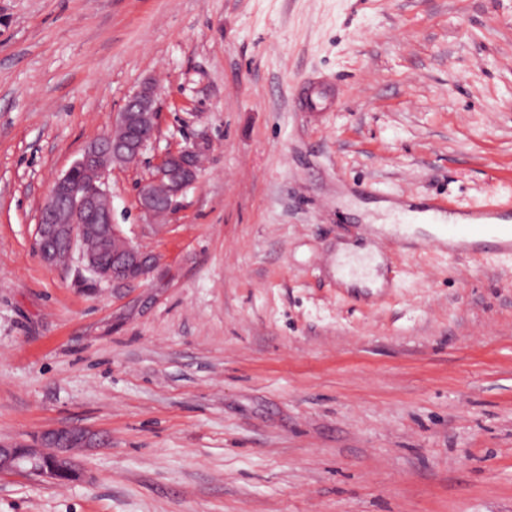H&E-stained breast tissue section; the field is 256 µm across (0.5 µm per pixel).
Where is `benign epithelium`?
I'll return each instance as SVG.
<instances>
[{
  "label": "benign epithelium",
  "mask_w": 512,
  "mask_h": 512,
  "mask_svg": "<svg viewBox=\"0 0 512 512\" xmlns=\"http://www.w3.org/2000/svg\"><path fill=\"white\" fill-rule=\"evenodd\" d=\"M158 133L157 89L141 85L113 119V130L88 144L72 167L52 185L37 224V243L42 259L61 263L54 243L64 245L66 260L78 256L90 279L114 288L139 281L153 271L157 257L130 241L112 221V169L137 158ZM203 148L197 144L168 149L137 186V203L151 218L172 210L174 200L194 185L200 174ZM99 225L101 241L112 245V261L86 247L85 229ZM97 433L80 427L43 431L34 444L0 441V474L24 473L46 483L79 478L73 459L76 448L98 445Z\"/></svg>",
  "instance_id": "benign-epithelium-1"
}]
</instances>
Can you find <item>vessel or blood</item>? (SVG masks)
Masks as SVG:
<instances>
[{
  "instance_id": "obj_1",
  "label": "vessel or blood",
  "mask_w": 512,
  "mask_h": 512,
  "mask_svg": "<svg viewBox=\"0 0 512 512\" xmlns=\"http://www.w3.org/2000/svg\"><path fill=\"white\" fill-rule=\"evenodd\" d=\"M426 209L433 220L440 222L443 237L438 245L449 254L478 256L488 250L512 253V209L506 208L505 204L488 200L471 211V221L467 224L458 223L455 210L444 208L437 202H429Z\"/></svg>"
}]
</instances>
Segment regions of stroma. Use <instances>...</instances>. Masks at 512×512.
Returning a JSON list of instances; mask_svg holds the SVG:
<instances>
[{
	"label": "stroma",
	"mask_w": 512,
	"mask_h": 512,
	"mask_svg": "<svg viewBox=\"0 0 512 512\" xmlns=\"http://www.w3.org/2000/svg\"><path fill=\"white\" fill-rule=\"evenodd\" d=\"M146 81L159 132L109 184L160 263L82 287L38 215ZM426 197L512 199V0H0V440L105 439L79 480L0 475V512H512V255L368 220ZM353 241L389 287L337 286ZM202 151L192 144L170 148L160 156L137 186V203L145 216L170 212L174 200L197 182Z\"/></svg>",
	"instance_id": "1"
}]
</instances>
